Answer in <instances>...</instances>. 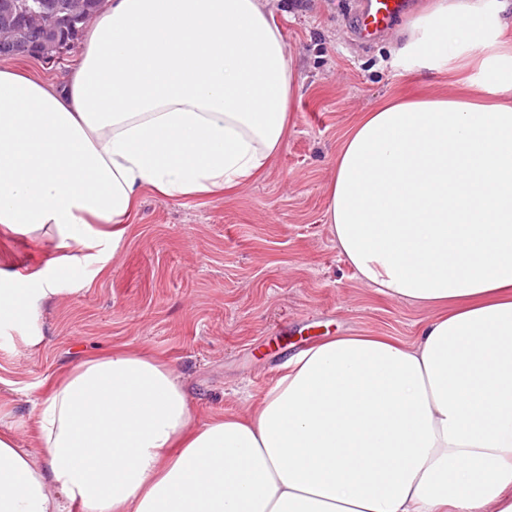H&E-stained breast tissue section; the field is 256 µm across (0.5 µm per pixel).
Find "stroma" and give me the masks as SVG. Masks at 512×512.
<instances>
[{"label": "stroma", "mask_w": 512, "mask_h": 512, "mask_svg": "<svg viewBox=\"0 0 512 512\" xmlns=\"http://www.w3.org/2000/svg\"><path fill=\"white\" fill-rule=\"evenodd\" d=\"M356 0H277L303 79L286 144L264 177L230 193L167 200L143 192L119 250L103 247L41 302L36 321L0 322V411L17 444L47 377L115 347L152 350L181 375L197 421L255 404L284 363L336 336L413 341L419 309L365 288L325 227V185L346 128L394 96L455 94L445 75L394 76L388 37L353 34ZM80 57L57 66L0 57L61 86ZM50 240L0 234V286L50 274ZM84 291H77V284ZM37 327L38 346L25 334Z\"/></svg>", "instance_id": "stroma-1"}]
</instances>
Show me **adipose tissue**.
<instances>
[{
	"instance_id": "obj_1",
	"label": "adipose tissue",
	"mask_w": 512,
	"mask_h": 512,
	"mask_svg": "<svg viewBox=\"0 0 512 512\" xmlns=\"http://www.w3.org/2000/svg\"><path fill=\"white\" fill-rule=\"evenodd\" d=\"M512 0H431L392 72L457 77L345 132L326 224L362 284L424 311L414 341L338 336L242 413L196 422L174 368L115 347L60 371L0 512H512ZM302 79L270 0H111L56 88L0 69V230L53 262L120 248L143 190L229 193L267 172ZM50 279L0 289L35 314Z\"/></svg>"
}]
</instances>
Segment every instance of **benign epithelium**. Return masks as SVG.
Instances as JSON below:
<instances>
[{
	"label": "benign epithelium",
	"mask_w": 512,
	"mask_h": 512,
	"mask_svg": "<svg viewBox=\"0 0 512 512\" xmlns=\"http://www.w3.org/2000/svg\"><path fill=\"white\" fill-rule=\"evenodd\" d=\"M75 12H87L85 0H0V45L58 63L73 46Z\"/></svg>",
	"instance_id": "1"
}]
</instances>
